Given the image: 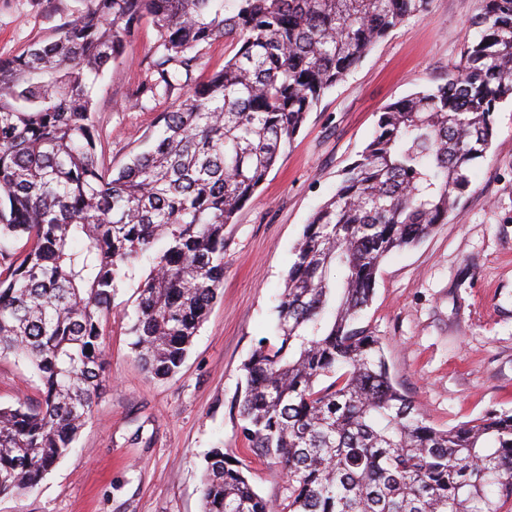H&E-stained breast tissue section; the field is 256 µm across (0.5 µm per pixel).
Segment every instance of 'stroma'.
<instances>
[{
  "instance_id": "stroma-1",
  "label": "stroma",
  "mask_w": 512,
  "mask_h": 512,
  "mask_svg": "<svg viewBox=\"0 0 512 512\" xmlns=\"http://www.w3.org/2000/svg\"><path fill=\"white\" fill-rule=\"evenodd\" d=\"M83 0H0V57L48 42ZM481 0H429L423 13L376 43L308 113L251 202L224 231V284L173 377L139 366L128 333L144 255L117 285L105 328L108 377L74 449L38 492L0 496V512H202L210 449L248 467L263 497L282 496L279 468L244 450L235 399L258 339L273 337L275 307L292 249L311 214L371 140L382 108L443 83L462 63ZM156 43L141 25L123 63L108 66L93 95L102 149L113 168L146 148L157 117L173 105H137L151 79ZM496 137L447 223L416 247L384 258L362 322L380 336L391 372L429 423L445 429L512 409V104L493 115ZM39 381L0 359V406L29 403Z\"/></svg>"
}]
</instances>
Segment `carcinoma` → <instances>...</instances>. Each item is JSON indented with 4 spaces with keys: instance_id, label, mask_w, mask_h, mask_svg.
<instances>
[{
    "instance_id": "cac0c4a2",
    "label": "carcinoma",
    "mask_w": 512,
    "mask_h": 512,
    "mask_svg": "<svg viewBox=\"0 0 512 512\" xmlns=\"http://www.w3.org/2000/svg\"><path fill=\"white\" fill-rule=\"evenodd\" d=\"M428 0H85L45 45L0 58V358L26 360L40 399L0 406V495L34 492L89 419L105 381L112 292L144 254L131 334L140 366L175 375L224 283V229L308 112ZM153 87L235 46L160 113L149 150L112 172L92 89L143 23ZM512 100V0H483L464 65L384 107L336 193L305 225L277 334L243 364L240 436L285 472L259 495L222 448L202 512H512V411L438 429L360 322L380 262L419 245L470 189ZM236 49L231 45L230 41L219 40L211 45H205L202 49L204 66L195 70L191 76V82L200 81L209 71L219 70L224 66V61L235 53Z\"/></svg>"
}]
</instances>
